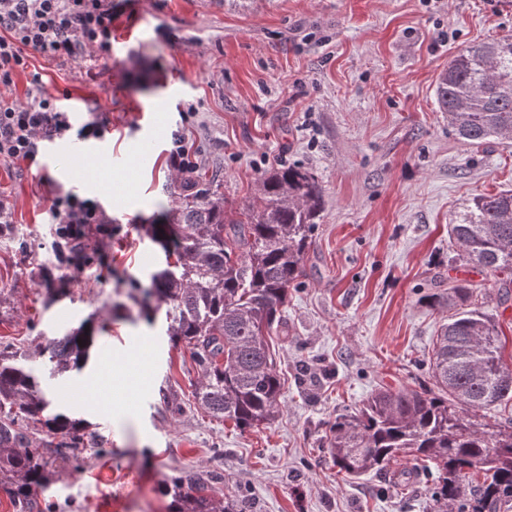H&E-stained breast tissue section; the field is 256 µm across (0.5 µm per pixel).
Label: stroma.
I'll use <instances>...</instances> for the list:
<instances>
[{
	"label": "stroma",
	"instance_id": "obj_1",
	"mask_svg": "<svg viewBox=\"0 0 512 512\" xmlns=\"http://www.w3.org/2000/svg\"><path fill=\"white\" fill-rule=\"evenodd\" d=\"M512 34V0H112L106 48L65 62L31 55L0 98L51 97L76 121L108 120L112 220L91 252L59 261L50 205L72 191L64 166L0 160V345L29 355L43 390L72 383L102 455L65 467L55 512H168L165 479L223 475L243 512H432L424 480L339 473L324 435L380 384L417 387L448 312L429 295L477 285L512 352V301L492 276L449 269L448 224L478 194L512 189V144L475 149L434 99L458 48ZM183 139L226 208L281 164L312 172L323 211L271 338L282 382L274 421L240 431L199 409L189 349L145 298L164 254L142 227L178 198L169 163ZM86 367L51 376L41 350L83 322ZM177 396L172 411L164 395Z\"/></svg>",
	"mask_w": 512,
	"mask_h": 512
}]
</instances>
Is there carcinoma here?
Wrapping results in <instances>:
<instances>
[{
	"label": "carcinoma",
	"instance_id": "obj_1",
	"mask_svg": "<svg viewBox=\"0 0 512 512\" xmlns=\"http://www.w3.org/2000/svg\"><path fill=\"white\" fill-rule=\"evenodd\" d=\"M435 96L461 140L476 147L512 140V36L459 48ZM178 188L179 205L144 227L165 253L151 289L168 307L166 336L190 349L198 406L242 431L269 424L281 409V381L267 337L281 327L288 288L304 274L321 186L307 170L276 168L261 177L255 200L231 215L206 174L193 168ZM448 239V265L487 272L498 278L499 304L512 299V190L474 196L448 225ZM473 293V284L455 279L432 297L450 313L434 342L430 384L381 386L362 408L327 425V450L339 471H384L409 457L435 470L433 512H512V418L480 420L512 403V361L499 321L473 305ZM94 339V330L81 326L49 340L51 374L82 370ZM25 360L9 346L0 349V487L16 512H49L41 502L52 462L28 445L29 431L39 426L60 437L48 447L78 466L88 424L48 413L51 401ZM215 481L170 479L169 512H238L237 496L214 495Z\"/></svg>",
	"mask_w": 512,
	"mask_h": 512
}]
</instances>
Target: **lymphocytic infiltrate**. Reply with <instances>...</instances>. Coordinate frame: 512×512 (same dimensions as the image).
I'll return each instance as SVG.
<instances>
[{
	"label": "lymphocytic infiltrate",
	"mask_w": 512,
	"mask_h": 512,
	"mask_svg": "<svg viewBox=\"0 0 512 512\" xmlns=\"http://www.w3.org/2000/svg\"><path fill=\"white\" fill-rule=\"evenodd\" d=\"M112 0H0V85L26 67L30 54L70 60L86 49L107 46ZM107 123L92 117L73 127L68 112L44 98L24 105L0 99V159L34 163L46 142L70 133L100 138ZM50 210L59 234L85 239L86 227L108 234L109 221L97 201L74 193L56 194Z\"/></svg>",
	"instance_id": "obj_1"
}]
</instances>
